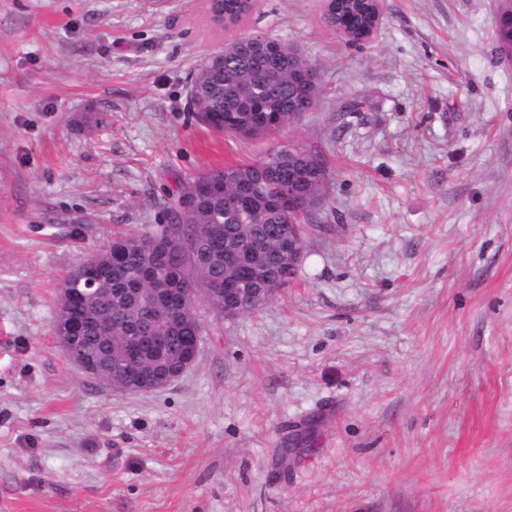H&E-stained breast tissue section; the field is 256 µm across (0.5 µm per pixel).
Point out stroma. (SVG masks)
<instances>
[{
  "instance_id": "stroma-1",
  "label": "stroma",
  "mask_w": 512,
  "mask_h": 512,
  "mask_svg": "<svg viewBox=\"0 0 512 512\" xmlns=\"http://www.w3.org/2000/svg\"><path fill=\"white\" fill-rule=\"evenodd\" d=\"M383 6L354 47L321 0H255L238 35L298 48L321 95L250 139L188 110L226 40L202 0H0V512H512L497 2ZM292 143L328 178L288 287L204 315L197 362L163 389L68 361L57 286L79 259L155 229L187 178Z\"/></svg>"
}]
</instances>
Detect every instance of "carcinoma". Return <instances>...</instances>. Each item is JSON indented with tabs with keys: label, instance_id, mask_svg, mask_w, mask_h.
I'll return each mask as SVG.
<instances>
[{
	"label": "carcinoma",
	"instance_id": "cac0c4a2",
	"mask_svg": "<svg viewBox=\"0 0 512 512\" xmlns=\"http://www.w3.org/2000/svg\"><path fill=\"white\" fill-rule=\"evenodd\" d=\"M224 17L234 22L248 14L251 0H223ZM330 30L360 37L352 11L344 8L335 22L323 19ZM236 49L224 57V65L204 59L195 71L190 90L197 97L194 114L217 132L247 137L271 136L288 122L311 110L320 89L308 88L293 79V72L310 61L297 49L266 35L235 38ZM327 167L320 154L303 145L272 149L249 164L214 168L184 183L177 196L164 205V224L155 232L115 238L127 247L118 264L104 263L99 270V287L112 293L88 304L94 324L74 337L77 347L97 345L96 337H112L113 347L127 348L136 336H166L160 347L137 351L148 367H163L182 351L193 326L182 315V305L192 310L204 305L209 311L224 309V294L209 295L224 288L228 276L226 251L239 247L238 266L253 265V250L264 251L263 276L253 279L252 288L269 280L285 288L294 271L281 257L280 230L297 225L296 236L304 238L307 216H290L275 205L280 191L288 186L301 196L323 198ZM159 280L172 289L175 301H160L165 315L161 324L135 300L133 283L144 287Z\"/></svg>",
	"mask_w": 512,
	"mask_h": 512
}]
</instances>
